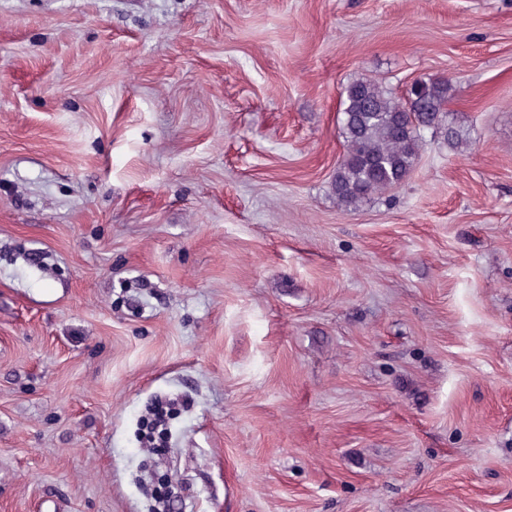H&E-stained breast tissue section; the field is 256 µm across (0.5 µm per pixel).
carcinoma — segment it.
<instances>
[{"label": "carcinoma", "mask_w": 512, "mask_h": 512, "mask_svg": "<svg viewBox=\"0 0 512 512\" xmlns=\"http://www.w3.org/2000/svg\"><path fill=\"white\" fill-rule=\"evenodd\" d=\"M451 84L423 77L404 102L378 84L352 81L341 100L345 153L333 175L331 189L339 205L356 207L402 184L423 146V133L441 131L448 147L466 144L446 110Z\"/></svg>", "instance_id": "1"}]
</instances>
